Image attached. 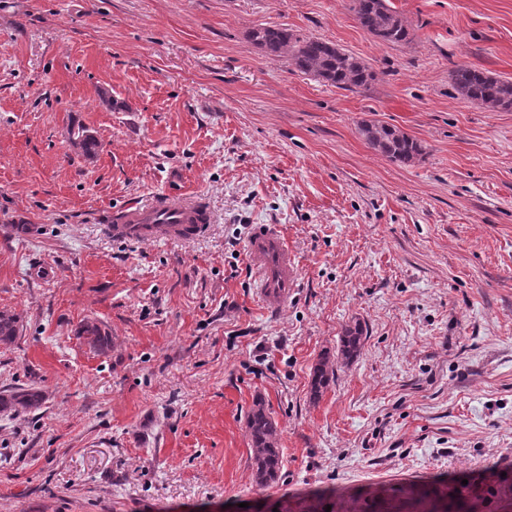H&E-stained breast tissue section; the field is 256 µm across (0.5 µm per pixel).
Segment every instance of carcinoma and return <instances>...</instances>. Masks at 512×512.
<instances>
[{
	"mask_svg": "<svg viewBox=\"0 0 512 512\" xmlns=\"http://www.w3.org/2000/svg\"><path fill=\"white\" fill-rule=\"evenodd\" d=\"M360 25L385 43L408 39V27L389 0H352ZM251 41L272 61L286 58L300 72L309 74L339 89L360 90L374 80L369 68L353 55L318 37H297L286 28L261 27L250 32ZM454 90L462 97L489 110L512 109V80H502L468 65H456L448 73ZM370 145L389 160L410 163L423 155L420 143L399 130L383 124L362 126ZM74 143L91 156L99 143L84 129L72 133ZM20 333L18 317L0 313V343L12 344ZM81 334L100 352L110 347L109 334L98 323L86 321ZM363 343L361 325L348 326L341 338V354L349 359L360 353ZM334 370L324 361L313 371L311 396L319 398L329 385ZM42 392L34 387L0 392V412L39 407ZM247 427L252 441V459L256 483L267 486L275 481L282 466V452L276 447L277 422L267 413L264 403L252 409ZM506 476H501V473ZM284 512H512V468L496 469L468 478L467 484L448 475L424 482H399L387 485L385 495L371 497L315 495L288 505Z\"/></svg>",
	"mask_w": 512,
	"mask_h": 512,
	"instance_id": "1",
	"label": "carcinoma"
}]
</instances>
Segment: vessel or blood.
Segmentation results:
<instances>
[{
	"instance_id": "vessel-or-blood-1",
	"label": "vessel or blood",
	"mask_w": 512,
	"mask_h": 512,
	"mask_svg": "<svg viewBox=\"0 0 512 512\" xmlns=\"http://www.w3.org/2000/svg\"><path fill=\"white\" fill-rule=\"evenodd\" d=\"M210 222L211 214L203 201L186 202L164 194L145 204L125 205L114 212L105 230L116 241L187 244L204 234ZM247 253L257 297L266 305L287 303L299 270L279 226L255 225Z\"/></svg>"
}]
</instances>
